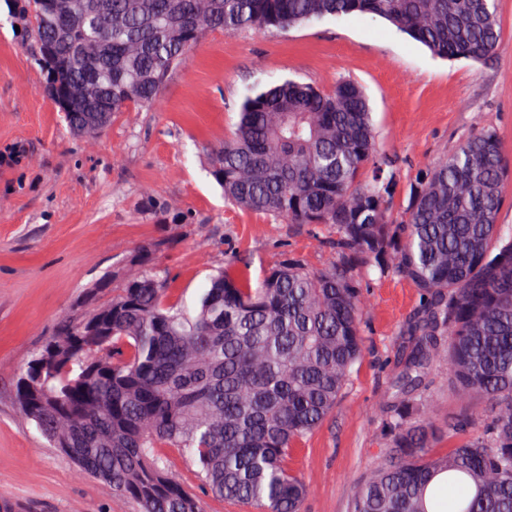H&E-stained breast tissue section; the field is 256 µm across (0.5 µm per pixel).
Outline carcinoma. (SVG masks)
Instances as JSON below:
<instances>
[{"label": "carcinoma", "mask_w": 512, "mask_h": 512, "mask_svg": "<svg viewBox=\"0 0 512 512\" xmlns=\"http://www.w3.org/2000/svg\"><path fill=\"white\" fill-rule=\"evenodd\" d=\"M11 23L69 128L94 139L112 115L150 108L208 31L282 30L327 16L384 18L449 59L488 62L498 0H9ZM112 112L88 124L85 103ZM210 175L238 209L323 235L332 260L286 253L254 280L229 255L193 306L171 297L166 235L84 293L17 371L15 398L49 445L139 512H203L161 448L197 467L204 490L251 512H300L309 488L293 448L335 410L363 352L370 273L412 281L421 301L387 392L390 444L352 512H512V227L498 223L512 168L481 129L401 185L363 91L286 80L243 99ZM407 204L400 206V198ZM149 206L180 224L175 199ZM448 366L451 394L491 422L444 455L423 386Z\"/></svg>", "instance_id": "obj_1"}]
</instances>
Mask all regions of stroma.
<instances>
[{
	"instance_id": "1",
	"label": "stroma",
	"mask_w": 512,
	"mask_h": 512,
	"mask_svg": "<svg viewBox=\"0 0 512 512\" xmlns=\"http://www.w3.org/2000/svg\"><path fill=\"white\" fill-rule=\"evenodd\" d=\"M498 14L503 42L485 64L438 58L369 15L274 32H210L164 86L158 109L117 113L89 144L44 93V75L0 0V501L15 512H136L47 445L18 409L15 373L94 279L165 232L147 194L179 199L194 217L168 231L174 244L157 258L173 297L186 303L235 252L249 257L255 278L287 252L314 270L327 262L321 238L231 207L208 172L210 151L230 135L248 93L286 79L326 90L339 79L356 82L405 181L482 128L497 132L512 163V0H499ZM362 289L372 304L365 354L336 411L291 460L309 487L301 512H351L368 465L390 440L385 393L420 295L396 275L370 277ZM428 381L440 433L430 452L443 455L482 430L490 414L453 400L444 366L432 367ZM462 418L466 429L449 431V421ZM163 454L184 487L202 495L204 512H245L203 496L195 466L178 449Z\"/></svg>"
}]
</instances>
